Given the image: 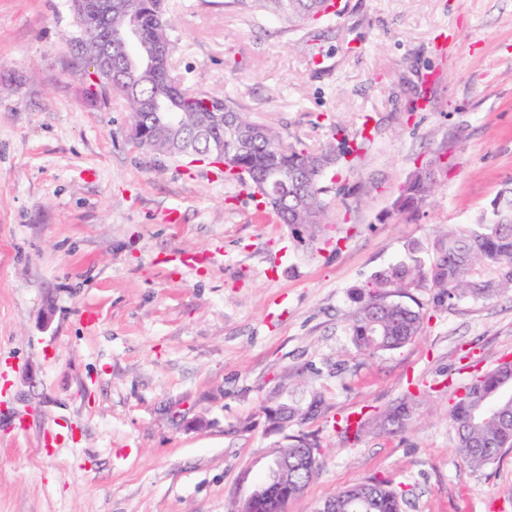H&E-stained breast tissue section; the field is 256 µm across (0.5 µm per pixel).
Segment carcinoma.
Returning <instances> with one entry per match:
<instances>
[{"label":"carcinoma","instance_id":"obj_1","mask_svg":"<svg viewBox=\"0 0 512 512\" xmlns=\"http://www.w3.org/2000/svg\"><path fill=\"white\" fill-rule=\"evenodd\" d=\"M139 4L136 13L128 15L122 8L112 13V25L104 27L103 36L112 29L132 28L140 42L112 48V77L98 74L101 85L112 84L113 95L125 103L134 145L165 158L224 166L225 180L249 185L282 223L302 226L309 239L315 240L326 212L324 174L349 164L354 149L334 145L312 149L298 141L286 144L272 128L253 122L231 96L177 87L168 64L146 69L137 55L157 40L171 43V18L165 0H139ZM224 7L274 17L291 33L303 32L312 24L330 23L336 13L331 0H224ZM207 100L222 111L207 110ZM143 128L150 130L153 141L139 137ZM217 140L224 141L222 156L214 152ZM432 166H441L438 157L422 164L402 186L395 200L398 212L416 215L429 205L439 186L426 176ZM275 168L294 174L284 201L269 185L268 177ZM407 251V260L378 272L372 281L351 292L353 307L347 330L362 352L394 350L421 334L420 311L404 301L412 288L434 289L439 304L457 294L489 299L512 291V191L500 193L491 211L481 214L475 223L450 224L426 244L409 243ZM323 404L317 391L304 403L286 400L275 390L262 412L271 423L275 422L271 412L278 410L287 411L290 422L304 421L317 415ZM413 410V403L403 399L375 421L362 418L354 428L340 425V434L357 440L372 426L387 432L402 430L410 424ZM449 419L457 433L455 452L473 469H481L512 450V396L501 393L499 369L484 375L479 390L455 399ZM301 448L317 459L321 443L315 435H290L276 453L278 459L288 460L284 477L290 488L309 485L317 470V466L299 461ZM333 499L339 512H401L398 493L377 477L358 482Z\"/></svg>","mask_w":512,"mask_h":512}]
</instances>
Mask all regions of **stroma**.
<instances>
[{
    "label": "stroma",
    "mask_w": 512,
    "mask_h": 512,
    "mask_svg": "<svg viewBox=\"0 0 512 512\" xmlns=\"http://www.w3.org/2000/svg\"><path fill=\"white\" fill-rule=\"evenodd\" d=\"M172 75L223 90L284 141L342 128L326 228L260 210L207 164L136 148L119 102L88 96L65 0H0V512H231L285 434H318L319 468L288 512L369 477L403 512H512V452L475 470L448 408L512 358V293L458 295L420 336L368 354L350 292L411 241L475 222L512 183V0H340L315 42L223 0H167ZM447 169L424 213H395L430 154ZM324 411L286 432L278 387ZM415 392L402 432L344 442L337 420Z\"/></svg>",
    "instance_id": "35a3bbf8"
}]
</instances>
